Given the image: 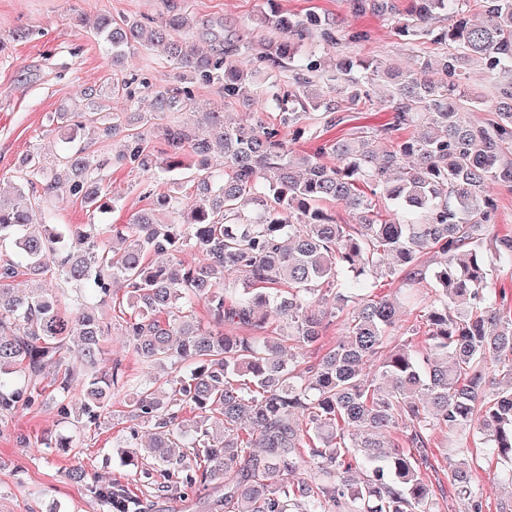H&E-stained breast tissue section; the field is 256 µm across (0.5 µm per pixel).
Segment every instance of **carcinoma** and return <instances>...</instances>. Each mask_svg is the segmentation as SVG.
Returning a JSON list of instances; mask_svg holds the SVG:
<instances>
[{"label":"carcinoma","instance_id":"cac0c4a2","mask_svg":"<svg viewBox=\"0 0 512 512\" xmlns=\"http://www.w3.org/2000/svg\"><path fill=\"white\" fill-rule=\"evenodd\" d=\"M165 12L146 24L136 17L104 15L95 34L112 69L129 46L162 44L184 71L224 88V97L248 104L258 92L255 73L225 50L224 24L210 32L213 47L199 49L180 33L196 26L188 7L163 0ZM359 14L391 23L408 43L442 47L418 68L400 71L348 56L336 69L340 84L328 98L315 85L317 64L304 43L317 34L328 48L336 28L315 13L303 17L273 8L263 16L276 37L237 44V54L283 70L301 63L306 73L293 89L267 94L278 122L258 117L230 125L222 112H205L189 124L161 127L165 150H156L136 124L147 125L189 105L192 91L175 85L153 92L151 112H109L101 92L80 95L96 110L88 129L81 115L52 117L67 132L60 156L75 172L69 185L42 184L46 161L26 154L15 198L0 199V422L21 407L54 401L64 418L92 421L106 409L112 389L130 391L126 418L153 430L143 451L124 463L151 489L140 497L121 483H91L73 467L66 479L85 488L103 512H146L164 499L195 498L198 512H434L427 481L432 435L446 433L443 448L461 512H484L460 457L476 440L507 467L512 481V309L486 291L491 261L485 242L497 206L488 182L512 188V0H348ZM449 24H439L441 17ZM485 60L491 98L471 90L465 65ZM436 72L434 80L428 73ZM389 84L379 106L392 112L389 134L414 126L418 135L393 137L381 153L372 132L361 129L302 156L288 152L287 136L318 138L303 123L306 110L324 111L326 124L370 97L364 81ZM488 106L495 119L474 124L466 111ZM91 132L126 137L115 155L147 175L152 213L130 224H35L31 211L47 195L82 198L90 215L116 209L99 173L107 161L76 141ZM224 150V173L206 167L214 147ZM331 153L336 165L319 155ZM190 154L199 159L189 176L195 204L184 210L177 191L157 189ZM407 216L382 218L364 186ZM341 204L352 222H338ZM197 249L191 265L156 264L154 255ZM431 255L428 268L424 256ZM51 275L52 293H14L21 275ZM395 276L402 298L376 293V280ZM119 283L132 312L125 336L143 373L117 361L106 367L104 342L112 322L98 306L112 301ZM333 295L336 309L316 308ZM204 304L208 324L194 309ZM348 310L345 334L324 354L307 359L324 322ZM283 327L268 330L269 313ZM424 325L421 345L391 335L405 313ZM292 340L300 359L283 356ZM200 412L192 425L185 408ZM405 433L403 444L390 429Z\"/></svg>","mask_w":512,"mask_h":512}]
</instances>
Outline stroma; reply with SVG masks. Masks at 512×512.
Masks as SVG:
<instances>
[{
    "instance_id": "stroma-1",
    "label": "stroma",
    "mask_w": 512,
    "mask_h": 512,
    "mask_svg": "<svg viewBox=\"0 0 512 512\" xmlns=\"http://www.w3.org/2000/svg\"><path fill=\"white\" fill-rule=\"evenodd\" d=\"M200 21L223 20L232 38L255 41L263 32L258 18L270 9L298 16L314 12L334 18L340 43L323 49L318 40L308 41L304 52L321 63L322 84L332 91V76L342 56L374 58L392 62L402 69L417 68L420 53H435L427 44L416 47L395 36L387 21L372 15L353 13L347 0H187ZM162 0H0V38L8 40L0 56V192L11 189L19 167L29 150L44 153L49 175L67 181L69 172L58 162L63 147L60 132L51 117L62 108L83 109L80 91L101 90L113 111L128 109L125 97L112 93L113 80L128 82L139 100L140 111L151 109V92L177 83L180 74L162 49L133 45L126 53L124 68L113 70L101 43L91 28L101 15H126L148 21L157 18ZM29 27L33 37L11 41L14 30ZM364 30L368 40L351 41L352 33ZM191 109L219 111L235 120L249 117L243 105L225 99L218 85L190 80ZM389 112H349L344 122L324 129L320 111H309L307 124L320 132L319 139L289 140L296 154L315 152L319 141L346 137L359 127L388 122ZM143 172L132 165H109L102 171V190L120 196L118 209L104 216L107 224L131 223L136 213L148 208L142 194ZM125 392L113 393L112 400L95 423L72 425L60 419L54 405L21 409L0 427V512H103L99 502L84 489L70 484L65 474L72 466L85 468L90 478L102 483L129 477L119 461L117 445L128 433ZM63 433L71 440L67 448H44L36 443L44 432ZM432 469L428 480L436 493L438 512H457L458 501L448 479V465L440 436L431 440Z\"/></svg>"
}]
</instances>
